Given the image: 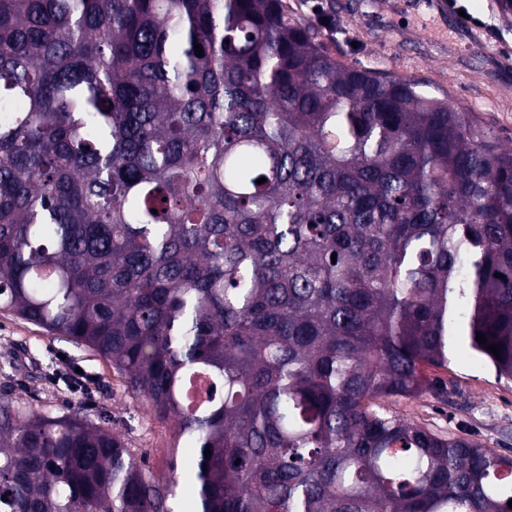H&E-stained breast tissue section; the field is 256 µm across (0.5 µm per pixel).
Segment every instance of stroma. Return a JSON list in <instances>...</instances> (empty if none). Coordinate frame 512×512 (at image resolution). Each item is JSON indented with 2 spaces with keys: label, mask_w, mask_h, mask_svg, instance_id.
Masks as SVG:
<instances>
[{
  "label": "stroma",
  "mask_w": 512,
  "mask_h": 512,
  "mask_svg": "<svg viewBox=\"0 0 512 512\" xmlns=\"http://www.w3.org/2000/svg\"><path fill=\"white\" fill-rule=\"evenodd\" d=\"M482 32L474 45L446 10L429 0H288L340 63L418 81L424 90L473 113L499 142L512 146V14L497 0H454ZM18 383L38 411L83 409L112 426L154 474L165 476L173 425L131 395L108 361L90 349L0 311V373ZM435 376L448 393L388 400V408L436 432L466 436L512 455V381L459 347Z\"/></svg>",
  "instance_id": "1"
}]
</instances>
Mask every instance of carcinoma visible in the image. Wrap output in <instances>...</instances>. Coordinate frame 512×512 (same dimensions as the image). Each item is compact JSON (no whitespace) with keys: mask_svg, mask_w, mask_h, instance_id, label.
<instances>
[{"mask_svg":"<svg viewBox=\"0 0 512 512\" xmlns=\"http://www.w3.org/2000/svg\"><path fill=\"white\" fill-rule=\"evenodd\" d=\"M0 106V310L196 448L5 376L0 512H512V456L384 406L460 342L512 380V147L287 0H0Z\"/></svg>","mask_w":512,"mask_h":512,"instance_id":"cac0c4a2","label":"carcinoma"}]
</instances>
